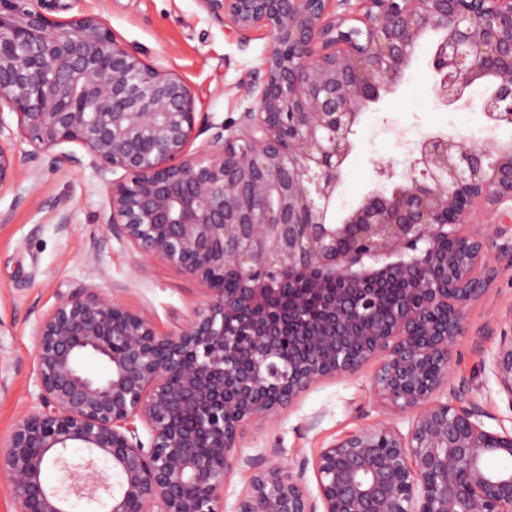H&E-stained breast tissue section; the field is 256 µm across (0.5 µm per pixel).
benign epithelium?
Listing matches in <instances>:
<instances>
[{
	"label": "benign epithelium",
	"instance_id": "7a95c632",
	"mask_svg": "<svg viewBox=\"0 0 512 512\" xmlns=\"http://www.w3.org/2000/svg\"><path fill=\"white\" fill-rule=\"evenodd\" d=\"M48 0H0V186L33 158L80 146L109 182L108 230L146 262L203 287L178 331L100 288H78L37 322V403L0 453L16 512H224V485L247 426L275 423L320 380L376 360L387 419L351 431L312 461L317 494L291 468L256 471L235 512H512V431H495L451 364L468 306L500 258L512 262V149L450 135L424 140L391 194L374 190L326 223L359 112L392 91L420 34L448 31L434 68L438 99L490 72L512 121V0H198L244 35L272 43L240 128L196 138L192 87L146 61L95 15L53 18ZM16 116L11 123L5 114ZM405 283L383 316L385 284ZM94 357L104 378L87 374ZM512 402V310L484 361ZM413 413L407 432L398 418ZM150 433L144 447L134 421ZM112 461L111 484L93 460ZM53 464L62 488L46 486Z\"/></svg>",
	"mask_w": 512,
	"mask_h": 512
}]
</instances>
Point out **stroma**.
<instances>
[{
    "instance_id": "obj_1",
    "label": "stroma",
    "mask_w": 512,
    "mask_h": 512,
    "mask_svg": "<svg viewBox=\"0 0 512 512\" xmlns=\"http://www.w3.org/2000/svg\"><path fill=\"white\" fill-rule=\"evenodd\" d=\"M52 14L97 15L148 61L187 81L196 97L202 142L212 126L237 125L253 106L250 85L271 50L265 29L240 35L232 23L210 18L198 0H57ZM437 40L432 31L422 33L395 92L369 104L354 124L333 222H342L373 189L389 191L401 184L404 158L425 138L460 133L512 142V124L488 121L477 106L461 109L436 100L432 87L438 76L430 62ZM14 154L20 176L0 187V443L37 400L34 328L61 295L82 286L102 288L148 315L163 334L178 331L203 298L189 275L160 259L142 262L129 244L107 231L111 173L88 164L32 161L22 142ZM383 164L390 166V175L379 174ZM61 203L70 215L64 227L57 215ZM509 307L512 267L502 260L468 309L452 367L454 382L468 384L494 429L512 427V402L481 364L500 332L497 318ZM377 367L372 361L355 375L317 382L276 424L248 428L240 452L253 463H233L224 485V512H233L255 470L276 462L302 473L309 489H316L308 462L319 449L383 419L385 405L372 387Z\"/></svg>"
}]
</instances>
